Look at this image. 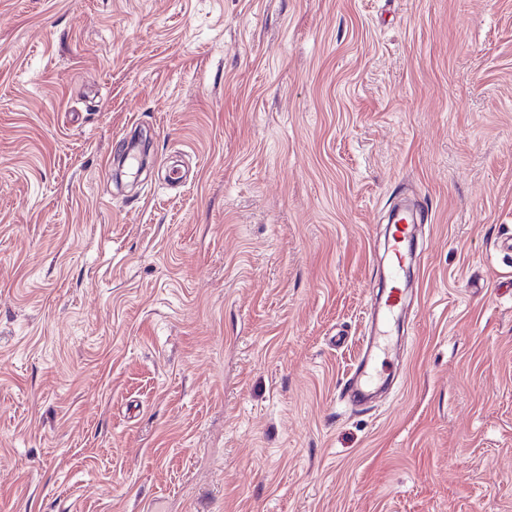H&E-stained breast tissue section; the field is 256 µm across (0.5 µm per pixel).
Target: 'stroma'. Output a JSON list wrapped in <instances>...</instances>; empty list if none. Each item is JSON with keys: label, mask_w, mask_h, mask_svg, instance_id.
Wrapping results in <instances>:
<instances>
[{"label": "stroma", "mask_w": 512, "mask_h": 512, "mask_svg": "<svg viewBox=\"0 0 512 512\" xmlns=\"http://www.w3.org/2000/svg\"><path fill=\"white\" fill-rule=\"evenodd\" d=\"M510 241L512 0H0V512H512ZM418 215L416 211L397 206L389 220L391 225L388 234V252L391 260L389 276L391 287L384 290L380 298V311L384 321H389L404 306L403 292L400 288L410 261V237L414 224L421 223L424 219L421 213ZM376 348L377 342L372 337L364 343L361 354L352 369L348 371L342 388L348 397L365 399L369 389L377 383L378 376L372 363V354Z\"/></svg>", "instance_id": "obj_1"}]
</instances>
